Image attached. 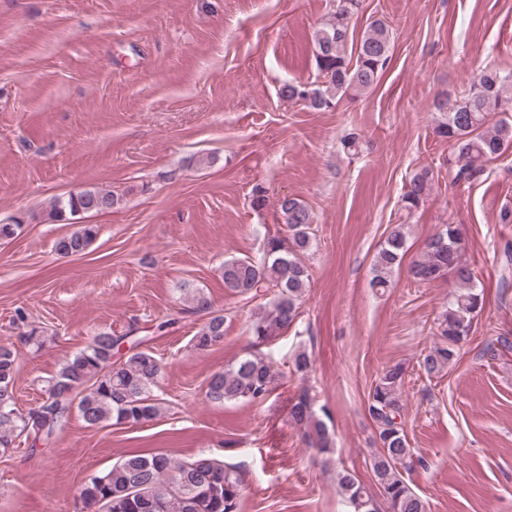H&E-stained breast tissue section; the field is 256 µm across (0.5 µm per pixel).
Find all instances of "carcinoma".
<instances>
[{
	"label": "carcinoma",
	"instance_id": "1",
	"mask_svg": "<svg viewBox=\"0 0 512 512\" xmlns=\"http://www.w3.org/2000/svg\"><path fill=\"white\" fill-rule=\"evenodd\" d=\"M362 2L336 0L335 10L315 34L314 81L288 83L281 89L282 97L324 111L376 85L390 61L392 32L385 21L377 19L360 39H354L351 21ZM435 109L443 114L435 133L454 150L448 163L455 166L456 184L479 181L487 165L512 148V72L486 69L462 95L437 100ZM432 180L427 168L412 176L402 196L407 212L424 202ZM114 204L112 192L86 189L57 202L54 212L61 218L66 212H105ZM278 211L287 234L267 236L260 257L228 259L221 269L227 293L244 300L266 295L270 299L251 325L254 351L209 376L205 398L213 403H262L277 387L278 372L262 348L288 332L299 317L311 279L306 256L313 247V216L306 203L296 196H284ZM97 234V225L77 224L57 242L56 251L65 257L82 254ZM406 238L405 225H393L375 255L372 287H388L406 254ZM464 252L459 225L445 224L408 267L416 283L448 277L455 284L438 323L440 341L418 361L419 372L429 379L442 375L454 363L457 345L469 336L484 307V292ZM185 301L191 313L203 318L193 337L195 347L207 350L223 343L224 312L213 310L199 292L187 295ZM123 343L122 336L96 333L85 347L65 358L47 381L41 404L27 413L15 403L17 351L0 346V454L17 448L16 440L22 436L32 448L51 439L74 410L92 428L136 426L159 417L162 402L151 391L161 375L160 360L143 340L133 342L127 355L117 358L115 351ZM291 363L293 372L305 375L313 360L307 351L298 350ZM407 376L408 367L398 362L386 367L371 385L366 411L378 444L371 462L377 492L354 472L336 466V482L348 512H427L425 500L404 476L415 465L403 421L402 389ZM289 419L304 430L308 447L329 453V430L308 391L291 400ZM243 491L237 468L215 457L136 451L84 483L80 512H240Z\"/></svg>",
	"mask_w": 512,
	"mask_h": 512
}]
</instances>
